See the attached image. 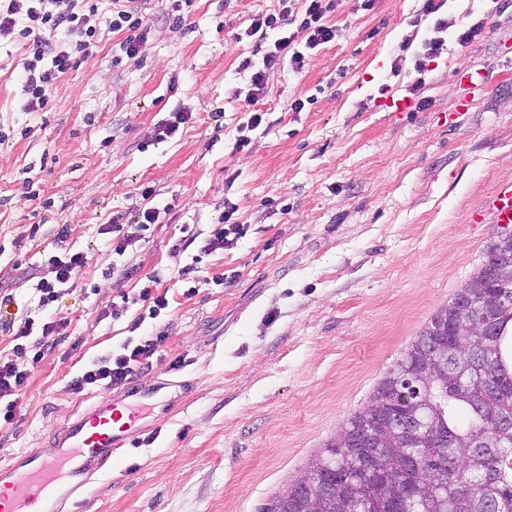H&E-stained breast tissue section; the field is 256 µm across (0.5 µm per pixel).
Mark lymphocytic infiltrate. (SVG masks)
<instances>
[{
    "label": "lymphocytic infiltrate",
    "mask_w": 512,
    "mask_h": 512,
    "mask_svg": "<svg viewBox=\"0 0 512 512\" xmlns=\"http://www.w3.org/2000/svg\"><path fill=\"white\" fill-rule=\"evenodd\" d=\"M108 10H101L94 0H0V39L30 42V57L24 64L25 111H42L48 103L58 79L76 67L79 59L92 52L93 23L109 28L128 29L129 34L120 44L125 54H135L140 46L139 29L143 19L130 0H109ZM280 8L274 13L254 16L246 30L247 36L277 29L281 35L272 50L263 57L262 69H253L250 60H243L242 69L250 70L252 95L260 99L268 89L272 71L288 67L301 72L306 65V50L332 42L336 29L327 24V13L340 8V0H304L301 13H294L288 0H279ZM300 23L308 31L306 50H298L290 25ZM151 189H143L145 207L139 208L124 224H113L112 251L124 255L129 247L143 238L152 224L158 223L161 210L150 205ZM237 207L225 201L219 221L214 225L202 247L204 253L213 254L232 247L246 234L239 224ZM90 260L88 252L56 249L44 253L35 268L34 295L41 318L22 317L12 330L16 354H31L33 361H40L45 340L51 336L65 335L67 325L48 316L47 311L65 291L74 285L79 270ZM164 342L163 335L144 336L139 341H126L120 352L99 360L93 368L74 378L75 391L88 387L102 389L123 386L148 364ZM29 371L19 369L14 361H0V424H9L15 418L17 406L28 385Z\"/></svg>",
    "instance_id": "f902f5d3"
}]
</instances>
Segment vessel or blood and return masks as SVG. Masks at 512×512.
<instances>
[{
    "instance_id": "b4317fda",
    "label": "vessel or blood",
    "mask_w": 512,
    "mask_h": 512,
    "mask_svg": "<svg viewBox=\"0 0 512 512\" xmlns=\"http://www.w3.org/2000/svg\"><path fill=\"white\" fill-rule=\"evenodd\" d=\"M483 207L494 223L512 224V184L500 185ZM165 388L137 383L103 395L82 411L50 454L29 452L0 472V512H74L78 498L113 453L132 444L139 431V411L157 408Z\"/></svg>"
}]
</instances>
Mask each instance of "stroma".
<instances>
[{
    "label": "stroma",
    "instance_id": "1",
    "mask_svg": "<svg viewBox=\"0 0 512 512\" xmlns=\"http://www.w3.org/2000/svg\"><path fill=\"white\" fill-rule=\"evenodd\" d=\"M423 4L376 0L362 10L346 0L328 13L336 40L312 51L302 72L271 75L257 104L265 122L240 151L251 93L240 63L261 62L279 36L245 30L278 0H192L179 14L172 0H147L138 52L113 61L125 34L98 26L92 54L40 112L21 108L27 45H0V125L10 130L0 142V293L13 298L0 315L30 309L31 269L60 227L69 229L65 248L92 256L51 310L68 336L40 363L16 357L30 378L13 425L0 430V467L33 449L54 452L73 417L100 398L71 381L130 339L149 275L170 305L140 331L166 341L136 380L169 381L171 413L147 412L78 512H263L369 404L503 234L480 205L512 182V0H444L458 25H484L462 50ZM440 35L447 51L417 75L414 51ZM461 68L490 85L462 111ZM389 95L411 110L386 109ZM298 97L306 106L291 111ZM179 110L193 123L154 142L155 125ZM146 187L169 212L114 255L99 229L143 206ZM228 200L246 234L203 254ZM192 263L197 291L187 298L178 273ZM124 295V316L102 318Z\"/></svg>",
    "mask_w": 512,
    "mask_h": 512
}]
</instances>
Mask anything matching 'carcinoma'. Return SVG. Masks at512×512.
Returning a JSON list of instances; mask_svg holds the SVG:
<instances>
[{
	"instance_id": "cac0c4a2",
	"label": "carcinoma",
	"mask_w": 512,
	"mask_h": 512,
	"mask_svg": "<svg viewBox=\"0 0 512 512\" xmlns=\"http://www.w3.org/2000/svg\"><path fill=\"white\" fill-rule=\"evenodd\" d=\"M502 262L512 265L511 232L489 248L469 280L482 297L461 310L456 294L394 362L402 371L396 410L421 430L407 434L391 422L373 430L371 469L355 449L338 446L347 430L368 431L389 385L382 377L370 403L265 512H512V274L488 286ZM485 302L497 304L492 336L479 326ZM451 320L461 328L448 327V358L463 375L432 371L411 388L419 343Z\"/></svg>"
}]
</instances>
